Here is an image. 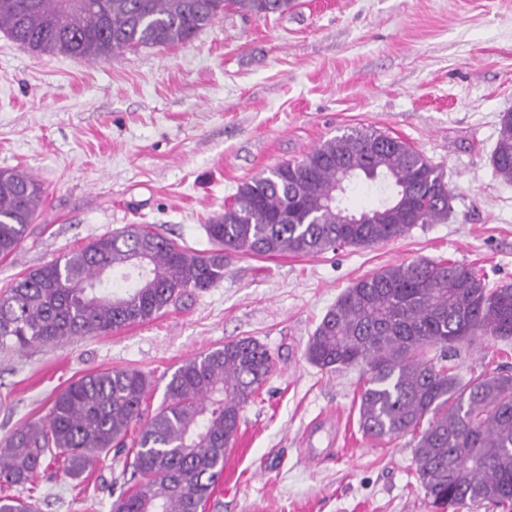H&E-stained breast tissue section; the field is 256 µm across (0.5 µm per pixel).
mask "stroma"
<instances>
[{
	"label": "stroma",
	"instance_id": "stroma-1",
	"mask_svg": "<svg viewBox=\"0 0 512 512\" xmlns=\"http://www.w3.org/2000/svg\"><path fill=\"white\" fill-rule=\"evenodd\" d=\"M512 112V0H295L268 18L229 11L187 44L107 61L32 52L0 31V170L44 188L34 224L0 258V291L29 270L130 224L194 251L241 184L354 128L400 138L452 192L442 224L314 256L233 253L224 278L155 319L19 351L0 347V441L48 414L90 373L149 376L147 411L188 358L252 337L275 367L244 407L224 484L203 512H431L413 435L365 436L361 371H323L307 341L361 277L407 260H451L512 283V184L491 155ZM451 373L512 374V340L461 344ZM128 476L113 454L74 479L47 456L38 512H111Z\"/></svg>",
	"mask_w": 512,
	"mask_h": 512
}]
</instances>
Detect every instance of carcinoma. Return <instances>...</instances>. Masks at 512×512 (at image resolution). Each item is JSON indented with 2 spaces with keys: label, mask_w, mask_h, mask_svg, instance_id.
Here are the masks:
<instances>
[{
  "label": "carcinoma",
  "mask_w": 512,
  "mask_h": 512,
  "mask_svg": "<svg viewBox=\"0 0 512 512\" xmlns=\"http://www.w3.org/2000/svg\"><path fill=\"white\" fill-rule=\"evenodd\" d=\"M292 7L293 0H0V31L38 53L109 59L131 47L188 43L231 9L265 18ZM492 166L512 182V112L501 117ZM371 175L386 182L389 196L365 211L370 223H338L349 185ZM43 194L29 174L0 170V257L24 241ZM451 199L442 173L411 145L352 129L241 185L224 214L206 224L208 251H189L146 224L103 234L30 270L0 293V347L22 350L144 323L224 279L230 252L307 256L369 247L448 220ZM484 336L512 339V283L491 288L463 264L415 259L347 288L305 350L321 370L362 369L363 434L417 438L414 474L434 512L488 504L512 510V375L464 382L426 356L436 347L449 358ZM273 367L253 337L186 360L131 442L129 426L145 412L147 376L135 369L86 375L55 394L44 419L0 444V481L29 482L53 450L79 478L102 453L130 444L136 482L112 512H199L224 470L243 408ZM0 512L34 507L1 496Z\"/></svg>",
  "instance_id": "cac0c4a2"
}]
</instances>
